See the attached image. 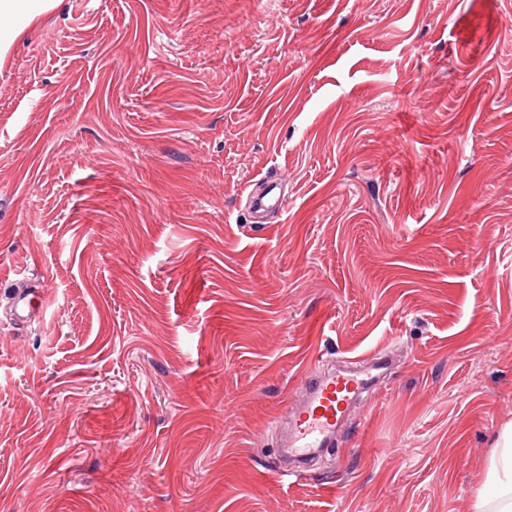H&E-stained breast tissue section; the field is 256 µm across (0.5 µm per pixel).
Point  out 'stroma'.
I'll use <instances>...</instances> for the list:
<instances>
[{"label": "stroma", "mask_w": 512, "mask_h": 512, "mask_svg": "<svg viewBox=\"0 0 512 512\" xmlns=\"http://www.w3.org/2000/svg\"><path fill=\"white\" fill-rule=\"evenodd\" d=\"M383 347L280 477L303 375ZM511 422L512 0H57L12 43L0 512H472ZM247 201L249 210L259 218L272 211H282V183L273 176H264L257 187L247 192ZM48 307L47 295L39 289L17 288L11 297L12 316L18 325L40 318Z\"/></svg>", "instance_id": "stroma-1"}]
</instances>
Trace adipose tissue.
I'll list each match as a JSON object with an SVG mask.
<instances>
[{
    "label": "adipose tissue",
    "instance_id": "ef3b65f1",
    "mask_svg": "<svg viewBox=\"0 0 512 512\" xmlns=\"http://www.w3.org/2000/svg\"><path fill=\"white\" fill-rule=\"evenodd\" d=\"M56 0H0V16L15 23L0 31V55L20 37L35 19L50 10ZM473 512H512V425H506L493 451L487 479L479 491Z\"/></svg>",
    "mask_w": 512,
    "mask_h": 512
}]
</instances>
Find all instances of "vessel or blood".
Here are the masks:
<instances>
[{"label":"vessel or blood","instance_id":"b4317fda","mask_svg":"<svg viewBox=\"0 0 512 512\" xmlns=\"http://www.w3.org/2000/svg\"><path fill=\"white\" fill-rule=\"evenodd\" d=\"M247 201L259 218L281 210V182L264 176L248 191ZM48 307L45 292L37 289L20 288L11 297L12 316L19 325L41 317ZM362 361V368L357 370L339 367L330 372L313 369L306 373L300 396L291 403L288 416L277 423L280 446L293 460L286 476L308 472L310 461L333 446L348 414L363 408L376 392L392 358L390 351L381 349L363 355Z\"/></svg>","mask_w":512,"mask_h":512}]
</instances>
